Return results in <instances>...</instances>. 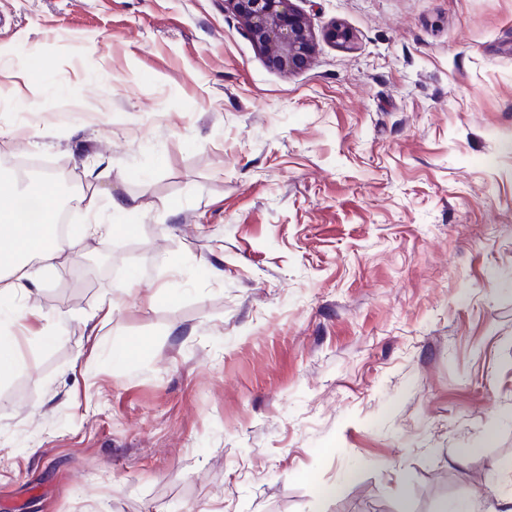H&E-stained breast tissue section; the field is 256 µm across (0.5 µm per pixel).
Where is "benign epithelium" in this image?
I'll return each instance as SVG.
<instances>
[{"instance_id":"obj_1","label":"benign epithelium","mask_w":512,"mask_h":512,"mask_svg":"<svg viewBox=\"0 0 512 512\" xmlns=\"http://www.w3.org/2000/svg\"><path fill=\"white\" fill-rule=\"evenodd\" d=\"M269 66L294 71L309 64L314 38L306 18L291 0H226Z\"/></svg>"}]
</instances>
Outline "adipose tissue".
Segmentation results:
<instances>
[{"mask_svg":"<svg viewBox=\"0 0 512 512\" xmlns=\"http://www.w3.org/2000/svg\"><path fill=\"white\" fill-rule=\"evenodd\" d=\"M59 193L50 178L19 188L0 172V371L20 366L17 332L25 328L34 308L14 307L18 295L38 293L48 271L66 258L70 239L56 233Z\"/></svg>","mask_w":512,"mask_h":512,"instance_id":"obj_1","label":"adipose tissue"}]
</instances>
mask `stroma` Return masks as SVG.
<instances>
[{
  "mask_svg": "<svg viewBox=\"0 0 512 512\" xmlns=\"http://www.w3.org/2000/svg\"><path fill=\"white\" fill-rule=\"evenodd\" d=\"M291 2L315 55L283 72L224 0H0L13 70L42 59L0 76V167L59 172L73 225L138 204L30 298L0 512L512 496V0ZM112 318V299H103L96 312L82 321L83 336H97L98 331Z\"/></svg>",
  "mask_w": 512,
  "mask_h": 512,
  "instance_id": "obj_1",
  "label": "stroma"
}]
</instances>
